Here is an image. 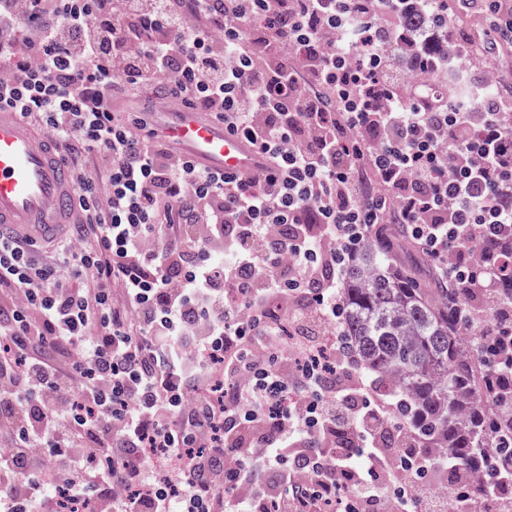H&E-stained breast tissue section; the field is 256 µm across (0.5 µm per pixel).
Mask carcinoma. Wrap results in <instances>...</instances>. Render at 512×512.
I'll use <instances>...</instances> for the list:
<instances>
[{"label": "carcinoma", "instance_id": "obj_1", "mask_svg": "<svg viewBox=\"0 0 512 512\" xmlns=\"http://www.w3.org/2000/svg\"><path fill=\"white\" fill-rule=\"evenodd\" d=\"M437 36L422 42L413 54L415 69L435 79L448 58V10L441 0H421L401 19L412 33L419 25ZM396 237L373 234L361 241L347 262L342 288L341 329L364 369L378 377L381 389L402 395V425L431 460L447 449L461 472L472 478L464 488L450 484L456 505L463 493L482 490L483 473L492 468L487 442L512 437V421L495 409L494 399L512 400V375L503 376L493 360H481V343L460 315L458 302L468 293L481 303L479 283L486 267L497 274V303L512 299V241L475 242L477 265L466 287L440 280L431 263L397 261Z\"/></svg>", "mask_w": 512, "mask_h": 512}]
</instances>
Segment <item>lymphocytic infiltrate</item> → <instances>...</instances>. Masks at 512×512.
<instances>
[{"label":"lymphocytic infiltrate","instance_id":"obj_1","mask_svg":"<svg viewBox=\"0 0 512 512\" xmlns=\"http://www.w3.org/2000/svg\"><path fill=\"white\" fill-rule=\"evenodd\" d=\"M412 0H0V108L52 136L81 223L0 236V512H446L341 327L358 243L402 225L443 280L512 230L502 103L411 106ZM123 96L265 159L204 166ZM460 309L512 354V300ZM351 485L346 495L343 485Z\"/></svg>","mask_w":512,"mask_h":512}]
</instances>
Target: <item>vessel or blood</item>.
Masks as SVG:
<instances>
[{"label":"vessel or blood","mask_w":512,"mask_h":512,"mask_svg":"<svg viewBox=\"0 0 512 512\" xmlns=\"http://www.w3.org/2000/svg\"><path fill=\"white\" fill-rule=\"evenodd\" d=\"M165 139L198 162L227 173L253 175L262 165L244 140L227 134L205 112L167 99L156 105ZM71 175L46 135L28 127L16 113H0V231L35 240L49 239L70 224Z\"/></svg>","instance_id":"vessel-or-blood-1"}]
</instances>
